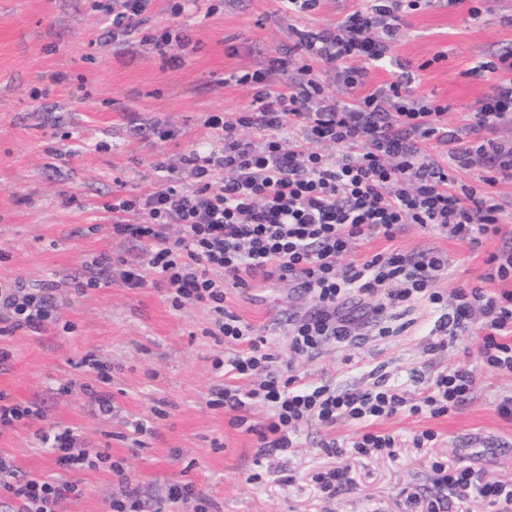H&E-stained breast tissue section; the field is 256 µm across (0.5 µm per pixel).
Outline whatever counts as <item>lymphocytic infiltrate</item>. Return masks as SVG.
<instances>
[{
    "mask_svg": "<svg viewBox=\"0 0 512 512\" xmlns=\"http://www.w3.org/2000/svg\"><path fill=\"white\" fill-rule=\"evenodd\" d=\"M419 4L360 0L334 26L297 31L294 48L307 59L301 80L276 91L265 71L237 77V84L250 86L252 99L238 116H209L207 126L221 146L182 157L191 186L163 184L113 197L108 206L113 235L138 248L136 259L120 271L123 287L165 289L176 309L204 305L210 335L242 346L229 361L238 383L217 392L215 404L234 412L258 404L268 409L266 421L253 429L258 460L287 456L310 421L361 425L352 443L355 454L393 455L395 436L370 430V423L399 413L447 415L473 393L475 372L462 366L439 371L414 396L382 380L345 389L301 382L275 367L266 338L226 303L229 289L252 281H292L311 298L310 310L293 323L294 355L312 356L326 343L351 344L366 329L391 335L393 310L422 300L439 309L440 329L453 334L480 310L483 362L512 374V291L485 289L512 280L511 249L489 254L483 285L456 290L448 312L436 289L448 270L444 252L395 249L360 262L349 258L360 242L393 240L407 224L472 243L499 232L503 209L487 189L512 183V146L491 133L512 115V51L481 63V70L499 78L453 131L441 123L444 106L405 95L408 71L388 86L362 90L371 69L391 62L403 15ZM317 63L335 71L344 98L326 93L313 78ZM433 139L444 152L424 149ZM476 165L489 171L481 184L458 180L457 170ZM130 213L139 215V223L127 221ZM53 311L47 289L19 279L0 283L1 336L42 332ZM38 438L71 469L107 457L106 449L79 445L68 430L43 431ZM431 469L436 494L426 512H447L450 499L461 501L472 492L498 512H512V483H489L472 468L438 460ZM0 489L19 502L18 512H56L62 500L80 493L73 482L21 478L2 457Z\"/></svg>",
    "mask_w": 512,
    "mask_h": 512,
    "instance_id": "1",
    "label": "lymphocytic infiltrate"
}]
</instances>
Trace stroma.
Wrapping results in <instances>:
<instances>
[{"label":"stroma","instance_id":"35a3bbf8","mask_svg":"<svg viewBox=\"0 0 512 512\" xmlns=\"http://www.w3.org/2000/svg\"><path fill=\"white\" fill-rule=\"evenodd\" d=\"M207 2L214 13L192 0H152L141 41L120 44L108 37L94 0H0V281L48 288L56 315L41 333L20 330L0 338V348L10 353L0 363V394L43 413L0 431V455L21 477L77 483L80 495L62 501L57 512H108L112 498L122 494L124 475L145 512H194L193 504L168 502L170 488L186 482L208 500L207 512H411L409 493H435L429 457L412 446L413 435L425 430L436 435L431 457L483 471L488 481L512 482V419L497 411L501 399L512 396V374L483 365L480 321L447 342L435 327L436 312L418 305L402 316L400 334L328 344L295 361L288 350L291 321L310 307V298L289 281L231 290L232 309L306 381L343 389L384 379L414 395L442 369L467 364L476 373L473 395L448 415L399 414L375 423V430L400 439L395 456L354 462L327 454L325 444L350 446L358 427L342 421L324 428L313 421L304 426L298 448L277 460L275 474L252 483L256 435L235 425L233 412L210 404L226 381L214 361L233 348L205 335L208 309L188 304L177 310L164 289L130 290L116 280L79 292L92 257L131 261L137 254L134 244L109 231L106 206L113 195L144 193L170 181L190 184L180 159L213 147L207 116L248 105L249 88L230 82V75L266 70L272 86L283 89L297 75L288 54L295 42L291 27L318 30L358 6V0H319L297 18L280 13L278 0ZM178 3L184 10L176 16ZM482 7L475 22L466 8L422 0L405 14L393 48L394 58L409 66V96L445 106L442 122L451 129L462 125L496 80L478 64L512 48V0H482ZM167 27L191 38L181 62L144 41ZM160 127L172 130L173 138L160 140ZM159 162L165 170H156ZM490 193L503 208L498 235L475 244L407 224L393 241L370 240L352 257L388 247H434L449 262L438 291L448 297L477 285L488 255L512 249V183ZM90 355L111 363L109 389L82 368ZM104 390L112 397L108 413L99 409ZM138 420L149 433L135 436ZM41 430L72 431L86 447L107 449L110 460L64 468L42 447ZM347 464L352 485L325 497L313 475Z\"/></svg>","mask_w":512,"mask_h":512}]
</instances>
